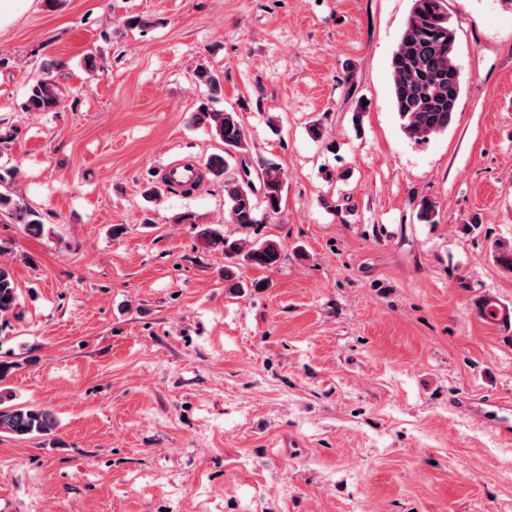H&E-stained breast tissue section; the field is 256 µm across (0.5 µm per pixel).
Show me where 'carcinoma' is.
I'll list each match as a JSON object with an SVG mask.
<instances>
[{"label":"carcinoma","instance_id":"cac0c4a2","mask_svg":"<svg viewBox=\"0 0 512 512\" xmlns=\"http://www.w3.org/2000/svg\"><path fill=\"white\" fill-rule=\"evenodd\" d=\"M456 39L450 23L446 0H413L404 31L389 63L393 100L403 133L416 142H426L443 134L453 124L462 91L461 73L455 62ZM196 82L205 89L206 101L193 115V121L210 129L224 145L221 154L204 163L214 180L224 182L227 221L249 228L261 224L282 211L288 183L281 167L267 162L253 180V161L247 136L238 115L211 106L222 94V80L207 67L195 72ZM64 98L62 86L49 65L29 84L24 109L28 112H52ZM6 215L23 225L26 233L39 237L45 232L40 214L5 191H0V216ZM432 201L418 204L417 219L424 224L436 221ZM203 248H223L226 256H239L251 266L272 269L281 260V246L274 240L231 239L224 231L207 226L199 231ZM19 292L9 267L0 264V319L14 314L19 306ZM478 313L486 321L512 322V312L494 299L479 303ZM13 395H0V433L29 439L52 432L54 414L39 406L5 405Z\"/></svg>","mask_w":512,"mask_h":512}]
</instances>
